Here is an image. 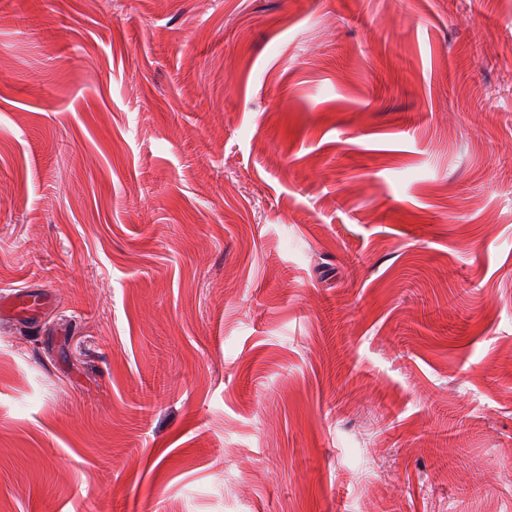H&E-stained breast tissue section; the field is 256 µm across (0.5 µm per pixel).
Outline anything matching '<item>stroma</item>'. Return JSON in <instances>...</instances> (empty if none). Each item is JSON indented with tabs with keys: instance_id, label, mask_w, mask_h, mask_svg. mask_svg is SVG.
<instances>
[{
	"instance_id": "obj_1",
	"label": "stroma",
	"mask_w": 512,
	"mask_h": 512,
	"mask_svg": "<svg viewBox=\"0 0 512 512\" xmlns=\"http://www.w3.org/2000/svg\"><path fill=\"white\" fill-rule=\"evenodd\" d=\"M0 512H512V0H0ZM38 306L39 303L35 299H32L30 295L26 294L25 291L14 290L6 297L2 295L0 309L1 313L6 311L12 316L20 314L33 317Z\"/></svg>"
}]
</instances>
